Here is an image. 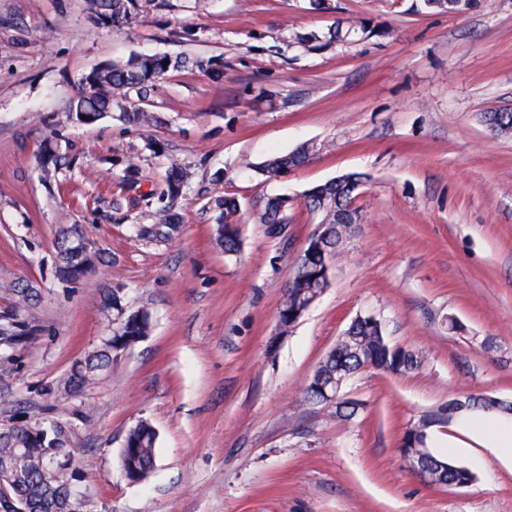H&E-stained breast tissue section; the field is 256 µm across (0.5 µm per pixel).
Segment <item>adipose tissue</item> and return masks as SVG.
Listing matches in <instances>:
<instances>
[{
  "label": "adipose tissue",
  "instance_id": "adipose-tissue-1",
  "mask_svg": "<svg viewBox=\"0 0 512 512\" xmlns=\"http://www.w3.org/2000/svg\"><path fill=\"white\" fill-rule=\"evenodd\" d=\"M455 438L448 445L460 448L466 445L489 449L505 467L512 468V419L494 411H463L449 421Z\"/></svg>",
  "mask_w": 512,
  "mask_h": 512
}]
</instances>
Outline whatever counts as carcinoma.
Wrapping results in <instances>:
<instances>
[{
  "label": "carcinoma",
  "instance_id": "carcinoma-1",
  "mask_svg": "<svg viewBox=\"0 0 512 512\" xmlns=\"http://www.w3.org/2000/svg\"><path fill=\"white\" fill-rule=\"evenodd\" d=\"M154 0H86L87 12L96 21L109 20L114 27L133 24L142 8ZM478 5V0H424V6L431 10L461 13ZM169 64H164V61ZM204 69L215 79L222 77V70L213 66L212 61L181 54H133L126 60L112 62L98 67L85 77L80 95L70 103L69 113L83 125H91L106 114L119 109L123 121L138 127H149L159 121L153 112L140 109L129 103L132 96L144 99L159 80L172 72ZM485 122L493 129H512V112H488ZM310 149L304 145L288 154H272L261 163L245 162L256 175L273 172L286 174L308 159ZM46 159L42 165V178L50 183L60 169L55 150L45 148ZM191 178V172L183 167H171L165 177V187L151 191L162 206L142 217L143 235L163 237L175 230L179 223L178 214L170 201L179 195ZM361 180L358 173H347L340 179H331L313 187L305 196V208L320 217L324 224L322 247L293 261L294 274L285 292L278 316L280 334L288 333L307 312L312 304L329 286L324 276V261L336 257L344 241L352 233L351 206L357 188L354 183ZM217 211L216 227L212 243L215 248L233 255L240 248L238 218L240 205L229 196L214 199ZM290 205L284 204L283 197L265 200L260 213L263 224H283L288 220ZM78 234L74 225H63L58 229V268L60 274L74 280L82 275L72 262L68 252V240ZM106 305L118 319L108 342L75 361L69 372L60 381L64 392L77 396L88 386L97 383L102 373L112 365L117 346L136 343L148 335L151 328L150 315L145 310L127 312L123 304L121 289L114 288L105 296ZM422 359L413 351L393 345L383 333L366 325L355 333L336 343L314 370L304 388V399L321 402L322 387L338 374L353 375L360 370L372 369L391 375H402L420 369ZM70 441L69 428L56 422L51 427L34 424L30 429L14 426L0 431V474H12L4 481L5 498L0 501V512H10L12 504L23 503L28 512H58L59 503L68 501L78 510L86 507L85 492L81 483L86 475L80 470L84 449L69 448L62 456L55 457L50 449L58 440ZM157 434L147 421L132 426L125 437L120 452V464L125 479L130 483L144 481L153 469ZM400 451L411 456L430 455L421 443L409 432H404ZM435 459L448 465V471H440V478L450 481L471 483L475 474L467 467L444 456Z\"/></svg>",
  "mask_w": 512,
  "mask_h": 512
}]
</instances>
